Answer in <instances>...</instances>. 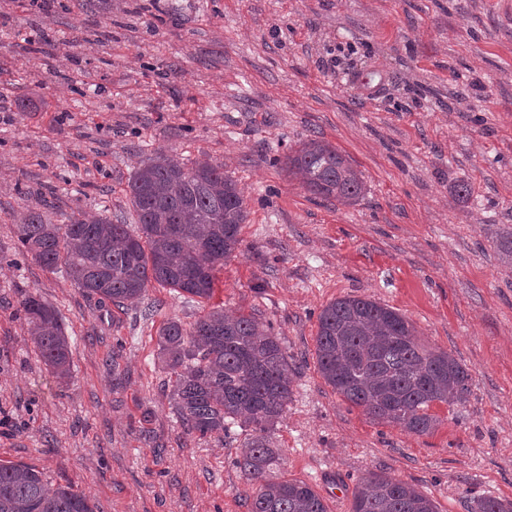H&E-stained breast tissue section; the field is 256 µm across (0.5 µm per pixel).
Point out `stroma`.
Listing matches in <instances>:
<instances>
[{
	"label": "stroma",
	"instance_id": "stroma-1",
	"mask_svg": "<svg viewBox=\"0 0 512 512\" xmlns=\"http://www.w3.org/2000/svg\"><path fill=\"white\" fill-rule=\"evenodd\" d=\"M310 135L363 172L357 205L283 169ZM162 153L223 165L249 211L209 301L153 284L102 306L19 252L46 197L57 224L131 219L135 167ZM511 229L512 0H0V463L98 512H250L242 430L187 434L158 354L163 321L221 307L279 337L278 475L328 512H349L373 472L439 512L512 500V266L497 248ZM27 293L59 313L68 378L38 354ZM344 296L397 309L468 369V400L434 405L432 433L372 421L320 375L318 315Z\"/></svg>",
	"mask_w": 512,
	"mask_h": 512
}]
</instances>
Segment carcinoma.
Instances as JSON below:
<instances>
[{"label":"carcinoma","mask_w":512,"mask_h":512,"mask_svg":"<svg viewBox=\"0 0 512 512\" xmlns=\"http://www.w3.org/2000/svg\"><path fill=\"white\" fill-rule=\"evenodd\" d=\"M288 174L311 194L344 206L366 192L364 174L335 146L310 137L284 160ZM138 231L108 217L71 216L54 224L32 211L18 225L22 254L48 269L63 267L72 283L100 304L116 308L141 298L156 283L190 298L211 297L214 272L240 246L248 211L224 166L188 167L175 156L141 163L129 182ZM20 308L44 363L70 373V345L57 311L26 294ZM162 362L174 376V407L189 434L222 439L231 427L246 432L237 465L252 482L250 512H328L302 480H279L272 437L292 394L288 356L272 328L251 314L212 309L186 327L165 320L157 331ZM318 371L337 394L373 421L425 435L440 424L436 403L466 401L471 375L451 353L416 340L414 325L368 297L345 296L318 317ZM0 512H96L84 493L51 487L35 467L0 464ZM351 512H438L417 486L374 473L354 491ZM474 512H512L492 496Z\"/></svg>","instance_id":"cac0c4a2"}]
</instances>
